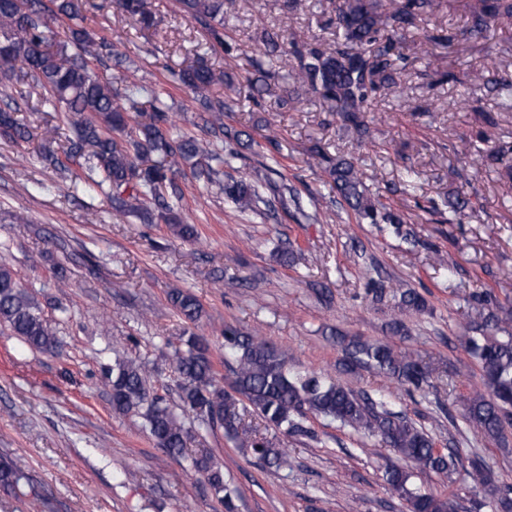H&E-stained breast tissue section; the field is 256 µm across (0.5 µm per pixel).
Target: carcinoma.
Instances as JSON below:
<instances>
[{
	"label": "carcinoma",
	"mask_w": 512,
	"mask_h": 512,
	"mask_svg": "<svg viewBox=\"0 0 512 512\" xmlns=\"http://www.w3.org/2000/svg\"><path fill=\"white\" fill-rule=\"evenodd\" d=\"M118 8L140 29L157 30L159 20L147 0H116ZM185 17L205 31L212 47L230 55L235 47L224 39V0H179ZM467 10L468 34L486 37L493 21L512 22V0H339L335 24L342 42L329 51L319 40L298 44L285 39L284 29L267 30L261 39L262 54L292 58L289 81L278 86L279 105L293 110L303 99L317 97L326 111L350 124L359 136L369 133L367 113L372 97L396 84L395 74L418 58L419 46L404 53V31L416 21L458 7ZM99 5L87 0H0V140L18 144L34 137L19 117L27 95L23 85L43 91L42 106L56 112L66 125L67 145L56 149L61 125L47 124L40 133L39 163L59 175L54 191L68 196L77 187L69 176L70 165L83 169V190L101 194L118 211L135 215L144 224L163 220L184 241L197 238L193 224L174 213L182 192L178 177H191L216 187L242 212H259L269 205L260 191V180L224 178V164L242 149L254 145L251 136L224 125V110L240 93L231 78L199 58L171 72L172 82L200 94L207 112L208 133L224 142L191 135L173 136L171 116L158 96L141 99L143 86L121 90L95 76V69L120 65L122 53L105 30L85 25L86 11ZM68 21L66 38H57L54 24ZM260 76L249 82V97L272 92L270 74L256 64ZM222 85L225 99H210L209 90ZM317 164L332 181L337 194L354 211L361 224H387L403 234L404 217L387 208L372 193L355 163L331 159L317 151ZM470 300L481 318V328L493 327L503 335L470 336L466 344L477 360L483 391L466 399V422L476 432L502 439L512 427V308L500 304L489 292L474 293ZM167 301L187 324L173 364L179 378L183 413L247 448L259 461L276 470L288 467V456L274 439L250 429L246 417L255 413L267 426L288 436L310 434L311 416L336 422L370 438H377L419 470L453 473L452 455L440 451L434 438L404 412L395 410L381 395L356 391L314 373L288 368V353L257 332L234 326L224 329V363L230 365L228 385L220 373L205 337L194 332L204 306L192 292L171 288ZM424 298L412 289L400 292L399 312L420 311ZM0 327L31 350L59 351L56 333L42 317L40 306L17 280L13 269L0 261ZM342 365L369 368L397 381L407 391L428 384L429 371L414 352L390 342L351 340ZM111 388L112 410L130 414L145 410V430L155 447L172 457L184 453L189 430L183 419L150 391L146 366L132 358H118L106 373ZM191 467L202 475L226 512H234L233 490L212 455L203 450L191 457ZM469 477L488 487L494 512H512V487L493 484L491 472L479 457L471 460ZM410 475L401 468L386 472L388 488L407 504L408 512H456L454 503L431 492L408 486ZM0 490L26 498L31 507L45 506L39 488L30 481L20 458L0 457Z\"/></svg>",
	"instance_id": "1"
}]
</instances>
